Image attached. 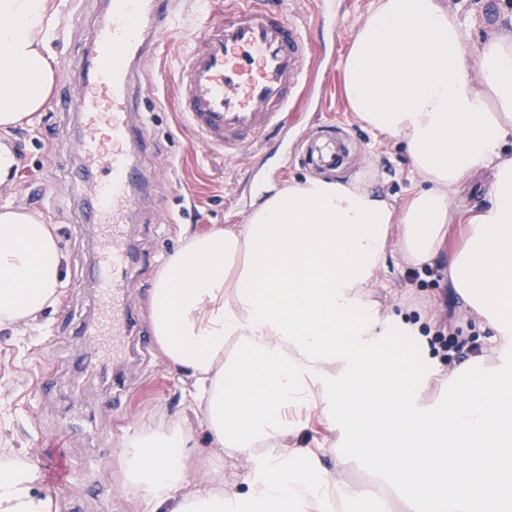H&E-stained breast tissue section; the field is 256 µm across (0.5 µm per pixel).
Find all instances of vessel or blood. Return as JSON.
I'll list each match as a JSON object with an SVG mask.
<instances>
[{"instance_id": "vessel-or-blood-1", "label": "vessel or blood", "mask_w": 512, "mask_h": 512, "mask_svg": "<svg viewBox=\"0 0 512 512\" xmlns=\"http://www.w3.org/2000/svg\"><path fill=\"white\" fill-rule=\"evenodd\" d=\"M197 25L203 41L182 62L179 110L204 143L238 157L274 132L296 98L313 94L308 29L279 0H225L220 10L198 0ZM178 29L173 0H111L89 34L84 91L62 103L83 115L89 132L78 151L86 166L102 172L91 195L103 246L95 268L99 317L88 341L93 355H111L116 363L125 359L137 323L129 302L127 216L143 183L137 160L149 148L139 117V72ZM346 152L332 124L306 140V161L324 170L338 169Z\"/></svg>"}]
</instances>
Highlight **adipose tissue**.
I'll use <instances>...</instances> for the list:
<instances>
[{"label": "adipose tissue", "instance_id": "adipose-tissue-1", "mask_svg": "<svg viewBox=\"0 0 512 512\" xmlns=\"http://www.w3.org/2000/svg\"><path fill=\"white\" fill-rule=\"evenodd\" d=\"M51 0H0V131L32 121L54 82ZM466 24L440 0H378L340 67L351 112L403 140L423 178L403 210L356 181L308 177L267 197L243 223L190 236L149 295L154 339L169 365L195 380L193 398L216 444L252 458L244 486L187 489L181 421L144 429L121 456L147 505L172 512H323L326 470L309 449L287 450L284 409L308 395L347 428L382 485L354 489L358 512H389L383 484L411 512H512V38L470 55ZM479 78H472V71ZM490 167L487 202L464 247L442 250L448 197ZM425 269L448 260L462 299L499 347L449 372L446 404L419 401L432 382L418 325L366 298L391 247ZM52 225L0 207V329L32 323L63 281ZM410 344L403 360L387 350ZM27 458L0 456V512H51Z\"/></svg>", "mask_w": 512, "mask_h": 512}]
</instances>
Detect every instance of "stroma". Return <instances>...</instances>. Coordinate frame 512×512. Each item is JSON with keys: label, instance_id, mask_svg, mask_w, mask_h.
I'll list each match as a JSON object with an SVG mask.
<instances>
[{"label": "stroma", "instance_id": "35a3bbf8", "mask_svg": "<svg viewBox=\"0 0 512 512\" xmlns=\"http://www.w3.org/2000/svg\"><path fill=\"white\" fill-rule=\"evenodd\" d=\"M469 25L466 47L478 53L488 39L512 37V9L503 0H442ZM58 23L50 39L56 74H68L53 87L51 102L32 122L15 127L8 138L18 159L10 187L0 189V206L12 204L53 225L67 258L65 284L38 319L18 331H0V448L42 465L61 452L67 467L64 484L42 473L43 493L60 512H146L145 503L125 488L120 470L123 443L140 429L162 428L182 420L190 434L187 450L191 486L231 490L250 468L236 449H219L202 425L203 409L189 398L194 380L171 368L157 344L126 363L108 366L107 379L93 366L77 368L86 357L83 331L94 320V289L88 277L100 243L89 224L76 173L82 166L77 144L83 134L80 113L58 108L60 97H77L89 52L88 33L103 0H53ZM377 0H335V29L312 31L325 42L327 56L316 75L323 110L289 113L284 134H272L262 148L244 151L240 161L206 145L186 126L176 109L178 70L189 44L172 34L158 58L144 68L138 87L141 119L153 145L140 158L152 190L140 199L128 224V237L139 253L128 272L131 306L142 326H149L147 300L153 281L187 237L216 224L243 223L240 201L257 206L268 192L310 173L299 160L300 142L318 121L342 124L358 150L345 177L387 196L403 207L418 183L403 141L373 131L351 112L339 62L356 25ZM368 299L380 308H401L421 322L436 369L464 364L488 347L476 312L465 305L448 277L447 264L428 274L402 262L390 250L386 267ZM313 448L327 470L326 512H354L345 497L363 486L368 468L354 455L350 436L326 425L312 403L298 406L287 442ZM346 457L337 466L338 457Z\"/></svg>", "mask_w": 512, "mask_h": 512}]
</instances>
